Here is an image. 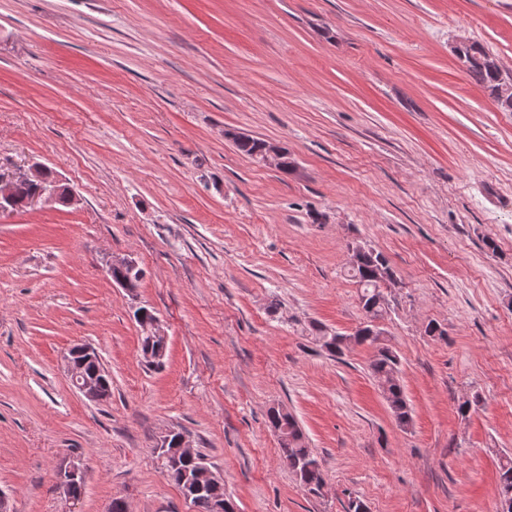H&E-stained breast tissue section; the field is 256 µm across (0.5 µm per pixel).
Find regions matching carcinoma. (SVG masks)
<instances>
[{
  "instance_id": "1",
  "label": "carcinoma",
  "mask_w": 512,
  "mask_h": 512,
  "mask_svg": "<svg viewBox=\"0 0 512 512\" xmlns=\"http://www.w3.org/2000/svg\"><path fill=\"white\" fill-rule=\"evenodd\" d=\"M462 62L469 74L483 88L490 91L498 106L505 112H512V81L502 76L500 67L490 56V53L481 45L471 43L459 48ZM236 149L248 156L254 157L266 145V140L250 136H238L234 139ZM351 277L360 286V304L366 313L380 316L387 305L382 291V282L388 279L394 280L393 272L387 258L380 252L366 248L360 252L356 261L350 266ZM144 277L143 269L135 266L125 270L112 271V280L117 282L124 280L129 283L130 290L139 287ZM313 339L332 356L343 354L348 348V342L376 343L380 337L372 335L371 327L362 324L353 336H343L330 332L325 327L315 325L312 327ZM141 352L144 359L158 367L166 352V342L161 338L140 336ZM399 358L388 347L378 349L375 358L370 364L371 373L378 379L388 382L383 388L387 393L388 405L398 421L405 427L410 424V409L397 377ZM82 371L88 376H98L99 394L97 402H107L112 398V378L109 374H97V364L85 358L79 359ZM269 423L272 429L278 433L279 450L287 460L297 480L308 491L316 493L324 484L323 472L316 456L309 448L307 439L298 425L296 418L284 408L270 410ZM182 436L179 431H172L169 440L163 442L162 449L165 455V470L168 479L173 482L181 492L190 495V503L195 512H217L218 504H224V512H234V502L224 492V482L203 481L196 488H191L188 483L197 478L200 470L208 468L205 458L197 454L192 458L176 457L175 441ZM498 483L502 500L512 502V458L506 457L499 463Z\"/></svg>"
}]
</instances>
